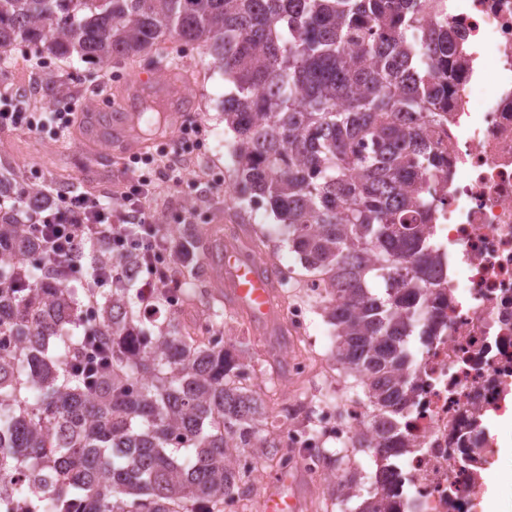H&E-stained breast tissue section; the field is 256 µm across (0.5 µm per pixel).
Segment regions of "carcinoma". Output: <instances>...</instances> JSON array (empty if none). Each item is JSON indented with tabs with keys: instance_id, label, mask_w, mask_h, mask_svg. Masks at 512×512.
I'll return each instance as SVG.
<instances>
[{
	"instance_id": "carcinoma-1",
	"label": "carcinoma",
	"mask_w": 512,
	"mask_h": 512,
	"mask_svg": "<svg viewBox=\"0 0 512 512\" xmlns=\"http://www.w3.org/2000/svg\"><path fill=\"white\" fill-rule=\"evenodd\" d=\"M422 0H0V53L24 44L35 58L108 67L160 44L212 58L234 90L224 121L235 135L243 194L283 222L314 273L335 328L336 359L359 377L376 411L366 447L390 458L415 400L406 344L435 335L428 290L447 283L429 243L440 175L429 127L446 118L448 59L460 56L446 20L422 28ZM47 80L65 102L62 69ZM0 497L30 484L41 512L78 500L83 512H224L249 491L241 448L281 465L261 426L288 421L267 398L274 376L256 369L249 342L222 347L209 315L190 328L176 314L146 326L124 259L130 247L86 246L84 260L112 272V287L54 278L35 251L26 206L59 189L0 171ZM198 231L180 230L172 279L193 286L182 303L209 301ZM94 344V376L81 358ZM395 467L381 465L358 512H392Z\"/></svg>"
}]
</instances>
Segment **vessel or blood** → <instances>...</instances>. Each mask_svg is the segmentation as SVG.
Here are the masks:
<instances>
[{"mask_svg": "<svg viewBox=\"0 0 512 512\" xmlns=\"http://www.w3.org/2000/svg\"><path fill=\"white\" fill-rule=\"evenodd\" d=\"M150 84L149 76H134L125 84V92L119 98L120 106L111 115L83 112L79 115L80 136L91 142L109 136L120 155L142 152L146 143L131 131L132 112ZM159 90L167 101L166 120L169 129H178L187 112L193 111V101L184 93L178 80L169 72H162ZM206 273L214 287L225 290L226 300L245 307L253 316L268 315L272 306L274 274L260 261L239 257L225 252L222 241H214L206 256ZM290 479L281 476L279 492L270 494L265 503L266 512H298L294 497L286 493Z\"/></svg>", "mask_w": 512, "mask_h": 512, "instance_id": "obj_1", "label": "vessel or blood"}]
</instances>
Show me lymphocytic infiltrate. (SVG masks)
<instances>
[{
  "label": "lymphocytic infiltrate",
  "instance_id": "1",
  "mask_svg": "<svg viewBox=\"0 0 512 512\" xmlns=\"http://www.w3.org/2000/svg\"><path fill=\"white\" fill-rule=\"evenodd\" d=\"M156 193V188L144 180L120 187L108 198L73 189L62 193L60 205L32 215L30 229L35 248L50 261L59 280L87 277L94 287L102 288L109 285L111 275L82 264L85 246L104 239L119 249L134 233L145 268H153L159 256L172 250L171 240L158 228L154 208L147 204Z\"/></svg>",
  "mask_w": 512,
  "mask_h": 512
}]
</instances>
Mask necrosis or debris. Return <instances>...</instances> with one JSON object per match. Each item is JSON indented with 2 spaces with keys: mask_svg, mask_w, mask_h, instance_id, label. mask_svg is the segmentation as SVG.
I'll return each instance as SVG.
<instances>
[{
  "mask_svg": "<svg viewBox=\"0 0 512 512\" xmlns=\"http://www.w3.org/2000/svg\"><path fill=\"white\" fill-rule=\"evenodd\" d=\"M444 16L464 54L448 120L432 134L448 177L423 189L437 198L431 244L448 283L432 291L437 334L412 367L400 512H488L501 446L490 425L512 423V0H427L420 23ZM374 418L369 404L340 393L315 420H289L280 435L289 466L330 470L313 449L331 439L355 445Z\"/></svg>",
  "mask_w": 512,
  "mask_h": 512,
  "instance_id": "necrosis-or-debris-1",
  "label": "necrosis or debris"
}]
</instances>
